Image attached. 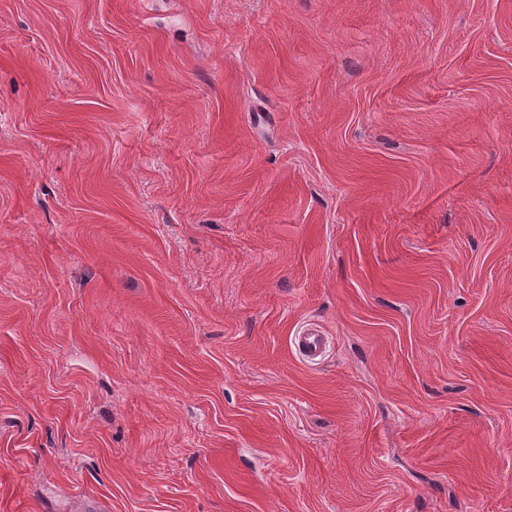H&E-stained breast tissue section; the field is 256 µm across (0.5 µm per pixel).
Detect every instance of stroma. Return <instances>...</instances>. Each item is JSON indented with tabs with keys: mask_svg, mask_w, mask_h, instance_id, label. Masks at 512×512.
Returning <instances> with one entry per match:
<instances>
[{
	"mask_svg": "<svg viewBox=\"0 0 512 512\" xmlns=\"http://www.w3.org/2000/svg\"><path fill=\"white\" fill-rule=\"evenodd\" d=\"M0 512H512V0H0ZM328 336L315 328L301 330L298 336L294 337V345L299 354L309 362L321 358L327 348Z\"/></svg>",
	"mask_w": 512,
	"mask_h": 512,
	"instance_id": "obj_1",
	"label": "stroma"
}]
</instances>
